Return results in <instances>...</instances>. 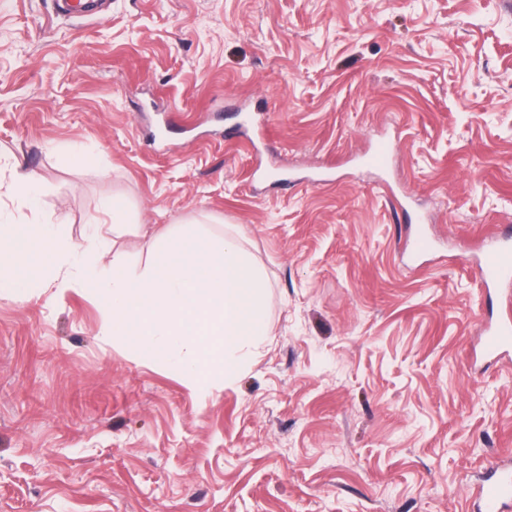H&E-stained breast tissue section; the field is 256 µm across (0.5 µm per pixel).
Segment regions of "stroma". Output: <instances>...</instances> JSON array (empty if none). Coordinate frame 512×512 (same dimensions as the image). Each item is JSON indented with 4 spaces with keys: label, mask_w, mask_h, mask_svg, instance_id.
Segmentation results:
<instances>
[{
    "label": "stroma",
    "mask_w": 512,
    "mask_h": 512,
    "mask_svg": "<svg viewBox=\"0 0 512 512\" xmlns=\"http://www.w3.org/2000/svg\"><path fill=\"white\" fill-rule=\"evenodd\" d=\"M102 4L0 0V221L80 243L123 199L101 281L168 225L230 234L267 334L199 387L93 290L0 297V512H473L512 454V353L480 355L512 284L476 265L512 231V0Z\"/></svg>",
    "instance_id": "35a3bbf8"
}]
</instances>
